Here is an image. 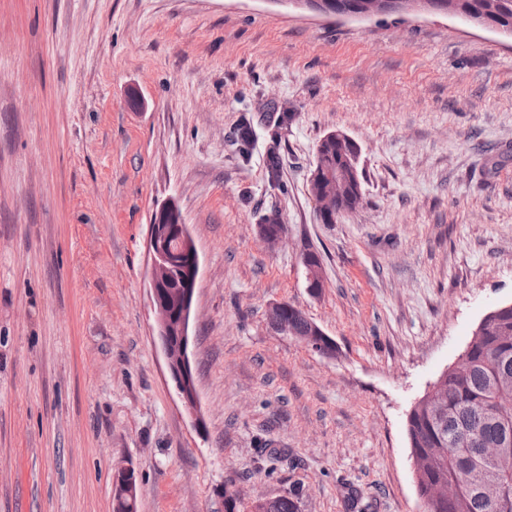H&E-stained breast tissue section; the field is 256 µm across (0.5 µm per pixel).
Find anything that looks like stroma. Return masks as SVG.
<instances>
[{
	"mask_svg": "<svg viewBox=\"0 0 512 512\" xmlns=\"http://www.w3.org/2000/svg\"><path fill=\"white\" fill-rule=\"evenodd\" d=\"M282 133L287 193L230 142ZM361 147L365 201L322 223L317 143ZM175 200L200 275L203 428L155 331L149 224ZM279 208L287 234L257 235ZM321 258L310 294L301 264ZM286 302L339 348L267 316ZM512 303V40L441 15L332 21L264 0H0V512H217L300 489V512H423L407 417ZM233 144L236 145L238 156L243 164H249L252 158V149L256 138L253 121L246 116L241 117L234 131Z\"/></svg>",
	"mask_w": 512,
	"mask_h": 512,
	"instance_id": "1",
	"label": "stroma"
}]
</instances>
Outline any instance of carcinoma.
<instances>
[{
    "mask_svg": "<svg viewBox=\"0 0 512 512\" xmlns=\"http://www.w3.org/2000/svg\"><path fill=\"white\" fill-rule=\"evenodd\" d=\"M447 6L462 11H478L494 22L512 28V0H444ZM295 116L279 115L264 158V178L268 186L281 193L287 191L283 180V156L280 130L288 128ZM328 133L316 147L312 168L324 171L343 170V180L309 181L310 193L338 196L336 213L323 216L324 224L363 205V174L352 162L348 148ZM253 121L241 117L234 131V145L242 163L252 158L255 141ZM292 313L295 337L309 335L313 322L294 306ZM467 369L448 373L442 400L448 411L440 413L435 405L419 401L410 411L407 431L411 454L421 461L418 484L421 491L448 482L455 484L452 499L429 501L426 512H512V308L497 313L489 322L476 328L469 341ZM502 448L495 462L487 461L482 449ZM138 482L116 496L115 512H137ZM265 512H300V492L291 491L267 503Z\"/></svg>",
    "mask_w": 512,
    "mask_h": 512,
    "instance_id": "carcinoma-1",
    "label": "carcinoma"
}]
</instances>
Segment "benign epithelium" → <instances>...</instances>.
Segmentation results:
<instances>
[{
    "label": "benign epithelium",
    "instance_id": "benign-epithelium-1",
    "mask_svg": "<svg viewBox=\"0 0 512 512\" xmlns=\"http://www.w3.org/2000/svg\"><path fill=\"white\" fill-rule=\"evenodd\" d=\"M266 2L286 8L301 15L319 18L346 17L353 19H371L390 12L407 16L447 15L448 8H437L431 0H365L363 7L331 10L323 0H266ZM177 238L179 253L190 257L185 264L175 259L170 239ZM149 251L151 265L148 285L155 314L157 336L161 342L170 377L175 389L187 410L193 415L194 422L201 423L197 405L195 377L189 356L190 322L198 285L200 260L199 253L189 226L181 223L150 225ZM176 285L178 292L175 300L170 301L164 295V289ZM268 319L270 329L284 336L293 335V328L282 315V304L270 308ZM326 334L322 329L314 328V334L308 337L310 347H319L318 353L329 358L335 349L334 344H326Z\"/></svg>",
    "mask_w": 512,
    "mask_h": 512
}]
</instances>
